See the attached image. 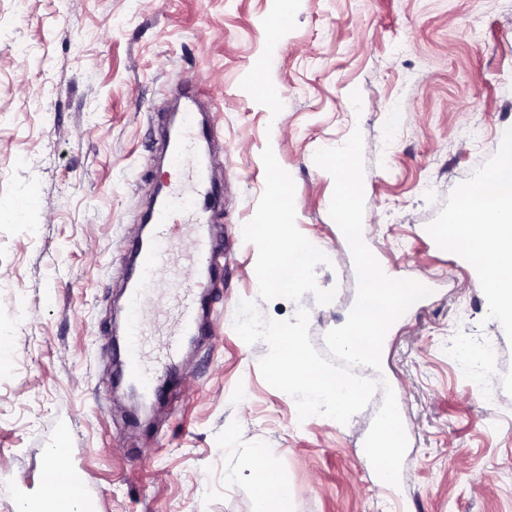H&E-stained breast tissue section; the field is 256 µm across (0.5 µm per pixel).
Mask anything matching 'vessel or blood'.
<instances>
[{
  "label": "vessel or blood",
  "instance_id": "b4317fda",
  "mask_svg": "<svg viewBox=\"0 0 512 512\" xmlns=\"http://www.w3.org/2000/svg\"><path fill=\"white\" fill-rule=\"evenodd\" d=\"M167 169L178 172L177 181L167 184L159 199L150 209V231L147 239L134 242L133 284L126 300V343L124 374L143 395L155 398L165 396L171 385L169 368L180 354L188 337L201 330V301L193 284L180 288L169 307L163 328H156L147 303L151 302L160 281L171 273L173 252V226L186 232L189 244L188 258L196 268L215 274L213 239L200 222V210L205 203L214 201L217 194L215 181L208 165L200 159L199 145L208 134L200 117L195 94L184 93L183 109L177 126H163ZM162 335L160 346H153L152 338ZM67 482L73 493H80L83 477L71 471L61 473L51 467L44 475L47 487H58Z\"/></svg>",
  "mask_w": 512,
  "mask_h": 512
}]
</instances>
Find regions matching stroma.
I'll list each match as a JSON object with an SVG mask.
<instances>
[{"label": "stroma", "instance_id": "stroma-1", "mask_svg": "<svg viewBox=\"0 0 512 512\" xmlns=\"http://www.w3.org/2000/svg\"><path fill=\"white\" fill-rule=\"evenodd\" d=\"M205 91L224 264L197 281L215 333L176 365L147 421L113 384L112 327L139 234L153 124L176 85ZM363 137L365 243L393 278L425 281L369 379L393 389L408 439L399 486L364 451L381 405L347 424L299 419L268 385V347L235 332L239 301L309 313L310 338L356 299L317 150ZM512 135V0H0V512L46 495L50 450L84 478L83 512H253L254 451L287 485L272 512H512V324L486 268L435 234ZM282 180L309 277L256 286L254 225ZM25 207V223L13 214Z\"/></svg>", "mask_w": 512, "mask_h": 512}]
</instances>
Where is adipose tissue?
Returning a JSON list of instances; mask_svg holds the SVG:
<instances>
[{"mask_svg":"<svg viewBox=\"0 0 512 512\" xmlns=\"http://www.w3.org/2000/svg\"><path fill=\"white\" fill-rule=\"evenodd\" d=\"M264 271L258 288L269 290L277 283L275 273L285 269L306 277L316 261L314 250L293 241L287 222L260 224ZM437 234L449 248H464L488 268V291L498 313L512 319V139L504 141L499 164L484 177L470 200L459 202Z\"/></svg>","mask_w":512,"mask_h":512,"instance_id":"1","label":"adipose tissue"}]
</instances>
